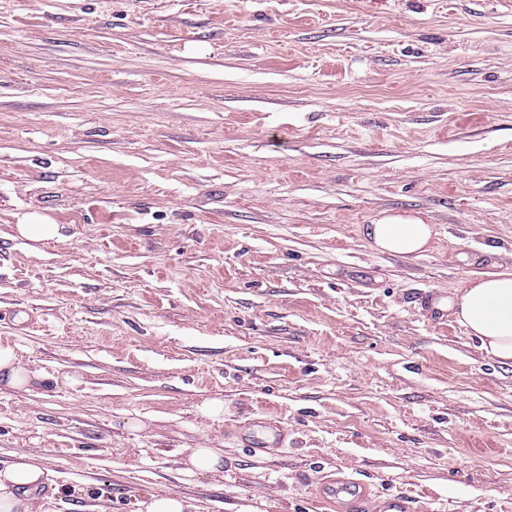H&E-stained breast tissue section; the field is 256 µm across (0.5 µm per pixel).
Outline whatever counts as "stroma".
<instances>
[{"instance_id":"stroma-1","label":"stroma","mask_w":512,"mask_h":512,"mask_svg":"<svg viewBox=\"0 0 512 512\" xmlns=\"http://www.w3.org/2000/svg\"><path fill=\"white\" fill-rule=\"evenodd\" d=\"M507 269L512 0H0V467L53 512H326L336 470L512 512V365L416 301ZM433 234L432 225L416 216H387L365 228V236L373 249L403 257L427 251ZM20 237L33 243H42L59 236L58 224L27 223L16 225ZM31 373L9 347H0V383L6 387L19 388L29 383ZM263 424L260 426L261 431L259 434L255 430L240 433L241 440L247 444L249 452L253 455L265 453L273 449L270 448L271 444L282 446L287 435V428L279 422L269 421ZM220 463V455L213 448H194L187 458V464L199 473L211 472ZM48 481V471L37 455L0 468V511L32 512L35 493Z\"/></svg>"}]
</instances>
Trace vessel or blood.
Returning a JSON list of instances; mask_svg holds the SVG:
<instances>
[{
  "mask_svg": "<svg viewBox=\"0 0 512 512\" xmlns=\"http://www.w3.org/2000/svg\"><path fill=\"white\" fill-rule=\"evenodd\" d=\"M287 429L280 423L269 421L262 425L260 431L241 432L250 453L268 452L271 445L283 444ZM321 498L329 512H416L412 501L404 496L381 497L371 492L356 479L331 474L321 483Z\"/></svg>",
  "mask_w": 512,
  "mask_h": 512,
  "instance_id": "vessel-or-blood-1",
  "label": "vessel or blood"
}]
</instances>
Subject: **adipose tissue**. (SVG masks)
Returning <instances> with one entry per match:
<instances>
[{
    "label": "adipose tissue",
    "instance_id": "adipose-tissue-1",
    "mask_svg": "<svg viewBox=\"0 0 512 512\" xmlns=\"http://www.w3.org/2000/svg\"><path fill=\"white\" fill-rule=\"evenodd\" d=\"M433 234L432 225L416 216H387L365 228L373 249L403 257L427 251ZM444 305L493 360L512 365V271L478 274ZM47 480L36 455L0 468V512H32L35 494Z\"/></svg>",
    "mask_w": 512,
    "mask_h": 512
}]
</instances>
